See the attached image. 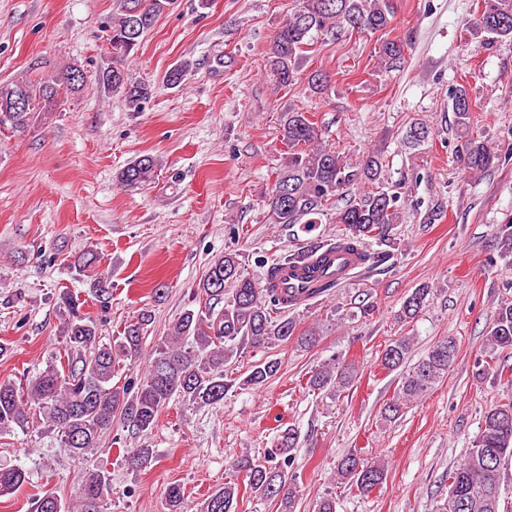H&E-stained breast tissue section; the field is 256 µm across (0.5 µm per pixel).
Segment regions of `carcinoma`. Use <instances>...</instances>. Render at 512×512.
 <instances>
[{"mask_svg":"<svg viewBox=\"0 0 512 512\" xmlns=\"http://www.w3.org/2000/svg\"><path fill=\"white\" fill-rule=\"evenodd\" d=\"M172 0H142V13H123L108 27L107 45L112 47V69L97 75L104 91L124 97L128 108L140 112L152 96V87L133 82L125 62L138 50L144 35L169 10ZM395 17L394 0H297V5L278 29L266 51L271 80L280 88L298 80L303 53L315 40L333 29H354L362 34L387 32ZM476 25L489 39L512 42V0H483ZM408 42L384 39L378 60L386 65L404 59ZM35 76L0 82V126L22 135L41 121V114L61 106L59 87L77 92L83 83L70 78L73 68L51 77L42 62L29 64ZM451 110L460 131L456 160L461 169L482 174L509 159L499 149L473 135L471 112L476 106L469 89L458 85L450 93ZM431 136L426 126L410 128L402 142L409 149L424 145ZM282 140L288 157L264 196L268 220L272 224L299 226L309 234L321 217L329 214L342 233L333 242L310 238L291 249L259 263L265 268L264 282H255L245 273L239 254L233 251L212 261L193 291L192 302L156 346L146 370L123 384L112 383L120 362L136 361L141 354L143 325L148 315L125 323L119 335L107 343L100 341L97 322L81 312L82 300L69 291L59 294L60 334L65 352L53 355L38 375L21 386L0 381V436L24 428L34 415L60 436L61 443L77 458L99 447L102 434L112 428L119 415L140 431L150 428L162 409L174 397L199 407L216 408L235 381L224 377V366L247 348H276L288 343L297 322L285 316L283 303L292 289L278 288L276 276L286 266L319 265L316 257L327 251L344 249L360 252L365 264L379 266L394 256L395 225L402 223L403 193L383 189L384 158L373 152L358 163L324 144L322 129L306 113L290 110L284 115ZM163 161L143 155L129 162L117 181L127 189H139L156 179ZM367 185L360 197L344 206L333 204L355 185ZM333 213H328V210ZM492 263L512 267V211L495 225ZM431 286L414 289L403 301L397 319L415 318L427 306ZM412 342L408 336L392 340L382 351L381 365L390 371L402 369L392 400L384 408L385 418L428 392L448 376L457 345L449 337L434 342L412 365L407 364ZM512 350V301L496 308L480 358L478 375H503L499 356ZM281 362L266 359L254 365L242 386L261 387L280 371ZM353 367L334 356L312 371L308 384L315 389L343 391L352 381ZM296 431L284 430L278 443L264 451L261 460L244 457L237 471L245 472L247 487L258 499H280L282 512H295L292 485L297 472H288ZM122 458L133 470L148 468L156 454L152 448H124ZM512 458V399L491 406L483 415L479 431L463 459L448 471V493L437 501L435 512H501L503 466ZM337 475L366 495L383 483L384 465L365 461L352 454L337 466ZM27 482L21 468L0 469V497L15 493ZM111 475L95 469L87 475L81 504L75 505L53 489L33 496L29 512H99L104 493L110 489ZM239 484L234 480L212 492L201 512H235ZM169 512H183L184 492L178 485L167 489ZM315 512H336V491L329 488L318 497Z\"/></svg>","mask_w":512,"mask_h":512,"instance_id":"cac0c4a2","label":"carcinoma"}]
</instances>
